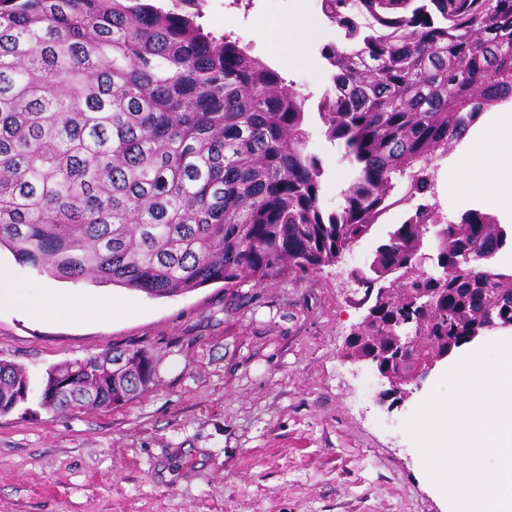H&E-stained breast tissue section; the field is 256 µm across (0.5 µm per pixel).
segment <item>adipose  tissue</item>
<instances>
[{"instance_id":"obj_1","label":"adipose tissue","mask_w":512,"mask_h":512,"mask_svg":"<svg viewBox=\"0 0 512 512\" xmlns=\"http://www.w3.org/2000/svg\"><path fill=\"white\" fill-rule=\"evenodd\" d=\"M448 190L472 197L476 207L512 223V111L490 113L466 137L448 170ZM52 322L95 316V303L75 300L57 286L44 288L36 309Z\"/></svg>"}]
</instances>
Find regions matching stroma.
Segmentation results:
<instances>
[{
	"label": "stroma",
	"mask_w": 512,
	"mask_h": 512,
	"mask_svg": "<svg viewBox=\"0 0 512 512\" xmlns=\"http://www.w3.org/2000/svg\"><path fill=\"white\" fill-rule=\"evenodd\" d=\"M294 14L308 26L282 36L276 22ZM202 24L251 45L316 111L330 83L321 49L336 39L318 0H205ZM311 147L336 208L349 178L341 149L317 132ZM401 221L385 215L342 261L304 276L168 298L61 281L99 305L87 321L0 307V360L22 367L34 390L0 416V512H448L403 429L433 381L397 405L380 381L363 387L368 364L342 357L362 319L349 274ZM132 347L149 351L156 377L124 406L42 405L50 369Z\"/></svg>",
	"instance_id": "1"
}]
</instances>
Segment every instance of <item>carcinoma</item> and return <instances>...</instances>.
<instances>
[{"instance_id": "cac0c4a2", "label": "carcinoma", "mask_w": 512, "mask_h": 512, "mask_svg": "<svg viewBox=\"0 0 512 512\" xmlns=\"http://www.w3.org/2000/svg\"><path fill=\"white\" fill-rule=\"evenodd\" d=\"M340 41L322 47L331 85L320 133L354 176L321 199L309 96L230 34L200 23V0H0V248L58 279L173 297L208 284L309 274L370 234L398 200L424 195L429 168L480 116L512 97V0H323ZM408 177L407 186L400 179ZM508 242L471 210L413 206L359 279L388 302L353 353L414 365L393 342L416 319L426 361L485 321L512 274L460 259ZM428 255L437 271H423ZM47 373L41 403L117 408L154 382L145 348ZM27 376L0 361V410Z\"/></svg>"}]
</instances>
